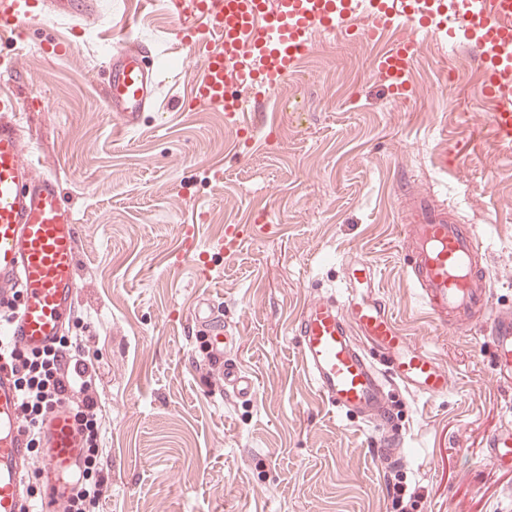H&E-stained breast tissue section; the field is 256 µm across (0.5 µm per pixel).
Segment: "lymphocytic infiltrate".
Here are the masks:
<instances>
[{
  "label": "lymphocytic infiltrate",
  "instance_id": "lymphocytic-infiltrate-1",
  "mask_svg": "<svg viewBox=\"0 0 512 512\" xmlns=\"http://www.w3.org/2000/svg\"><path fill=\"white\" fill-rule=\"evenodd\" d=\"M0 366L15 378L29 447L40 446L44 418L55 405L71 407L83 442V470L63 500V512H91L104 494L97 469L101 422L94 361L82 352L79 337L64 336L55 348L40 353L0 343Z\"/></svg>",
  "mask_w": 512,
  "mask_h": 512
}]
</instances>
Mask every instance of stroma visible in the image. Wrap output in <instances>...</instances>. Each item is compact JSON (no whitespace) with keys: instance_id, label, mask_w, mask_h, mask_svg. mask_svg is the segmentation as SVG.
I'll use <instances>...</instances> for the list:
<instances>
[{"instance_id":"1","label":"stroma","mask_w":512,"mask_h":512,"mask_svg":"<svg viewBox=\"0 0 512 512\" xmlns=\"http://www.w3.org/2000/svg\"><path fill=\"white\" fill-rule=\"evenodd\" d=\"M94 8L86 23L53 17L0 38V62L20 68L0 94L24 104L26 155L60 180L78 224L65 333L98 367L101 512H404L378 458L381 429L317 394L294 336L304 303L339 293L354 257L448 373L445 396L390 395L413 512H512V467L486 445L512 426V385L495 379L483 322L456 331L430 318L400 234L422 197L472 225L493 307L512 311V144L493 135L477 50L422 38L398 100L372 73L389 40L319 35L236 126L181 109L200 61L162 0ZM122 34L174 65L155 111L123 132L100 98L106 47ZM49 38L67 53L44 54ZM202 298L232 337L225 358L254 380L249 399L224 392L192 318Z\"/></svg>"}]
</instances>
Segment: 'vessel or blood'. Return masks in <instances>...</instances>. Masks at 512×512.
Instances as JSON below:
<instances>
[{"mask_svg":"<svg viewBox=\"0 0 512 512\" xmlns=\"http://www.w3.org/2000/svg\"><path fill=\"white\" fill-rule=\"evenodd\" d=\"M0 0V33L20 35L54 15L89 20L93 0ZM180 40L202 57L191 104L215 107L231 120L248 111L253 88L273 95L309 55L315 34L341 33L376 40L398 22L413 29L373 61L376 75L402 94L417 55V34L474 46L480 55L482 91L497 109L495 135L512 142V0H167ZM152 48L119 40L108 57L103 104L119 129L137 127L154 111L161 68L147 64ZM236 82L245 95L229 93ZM21 104L0 97V297L21 291L17 314L0 336L38 351L53 346L71 320L79 289L78 234L59 180L39 173L25 154ZM415 223L404 225L409 244L404 265L433 318L458 329L474 316L489 319L496 374L512 383V312L490 310V272L469 224L422 203ZM376 274L365 262L350 264L344 303L317 297L295 325L302 360L318 394L329 405L366 423L387 427L383 453L397 460L400 437L390 431L389 387L434 397L448 390V374L414 346L375 293ZM195 317L210 357L223 365L224 391L250 398L252 377L226 361L221 314L201 300ZM18 397L9 370L0 368V512H57L81 467L82 441L67 404L50 412L42 427L45 484L40 502L26 492L29 462Z\"/></svg>","mask_w":512,"mask_h":512,"instance_id":"b4317fda","label":"vessel or blood"}]
</instances>
